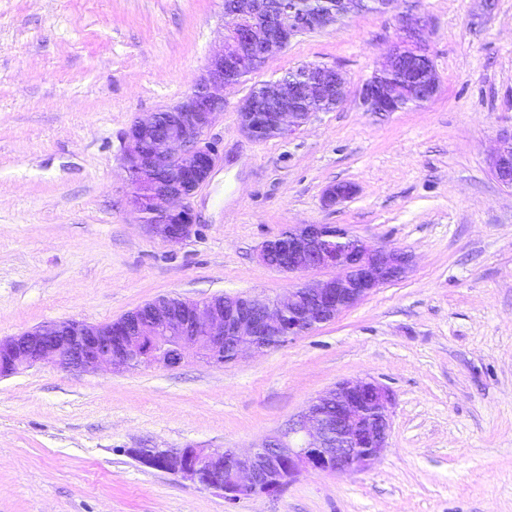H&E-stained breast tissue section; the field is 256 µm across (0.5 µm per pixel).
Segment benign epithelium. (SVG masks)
Returning a JSON list of instances; mask_svg holds the SVG:
<instances>
[{
	"label": "benign epithelium",
	"mask_w": 512,
	"mask_h": 512,
	"mask_svg": "<svg viewBox=\"0 0 512 512\" xmlns=\"http://www.w3.org/2000/svg\"><path fill=\"white\" fill-rule=\"evenodd\" d=\"M352 11L357 0H334L332 6L295 12L271 10L266 0H233L221 51L209 60L192 90L166 109L165 124L151 112L133 122L126 133L125 163L130 203L145 224L169 245H179L195 232L190 198L211 176L218 152L207 133L224 111V88L236 75L282 51L297 35L323 29ZM425 20L406 18L402 36L381 69L359 90L368 112H397L400 99L411 95L424 102L438 92L433 62L421 45ZM408 71L418 75L393 84L385 75ZM346 96L345 82L333 67L307 66L304 76L263 85L239 105L242 132L260 140L259 128L287 138L319 111L322 103ZM496 181L512 189V128L503 129L489 158ZM358 193L354 184H331L324 191L333 206ZM262 263L285 273L334 269L336 275L304 284L284 297L225 295L205 301L159 298L129 312L122 331L71 320L40 325L19 336L0 339V374L50 360L70 370L121 369L138 365H173L195 351L207 362L224 363L245 351L267 349L268 337L284 344L364 300L377 289L403 279L411 255L388 246H371L334 224H298L288 234L264 242ZM392 394L378 381H345L314 400L288 427L298 439L292 447L280 436L243 455L231 448L206 452L200 448H130L145 466L178 475L222 493L233 504L243 496H274L302 469L335 473L359 470L386 447L391 431Z\"/></svg>",
	"instance_id": "1"
}]
</instances>
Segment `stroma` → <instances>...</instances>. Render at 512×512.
<instances>
[{
  "label": "stroma",
  "instance_id": "stroma-1",
  "mask_svg": "<svg viewBox=\"0 0 512 512\" xmlns=\"http://www.w3.org/2000/svg\"><path fill=\"white\" fill-rule=\"evenodd\" d=\"M389 0L291 40L224 91L219 154L168 246L129 204L122 135L179 102L223 47L224 0H0V339L102 325L161 297L274 298L331 277L257 258L297 224H338L412 256L405 279L258 354L0 378V512H512V190L491 175L512 126V0ZM423 16L440 78L419 107L368 112L358 92L405 16ZM345 102L255 142L238 106L304 64ZM359 192L326 206L327 186ZM372 378L393 395L388 444L361 471L304 470L235 504L142 465L133 448L249 452L312 400Z\"/></svg>",
  "mask_w": 512,
  "mask_h": 512
}]
</instances>
